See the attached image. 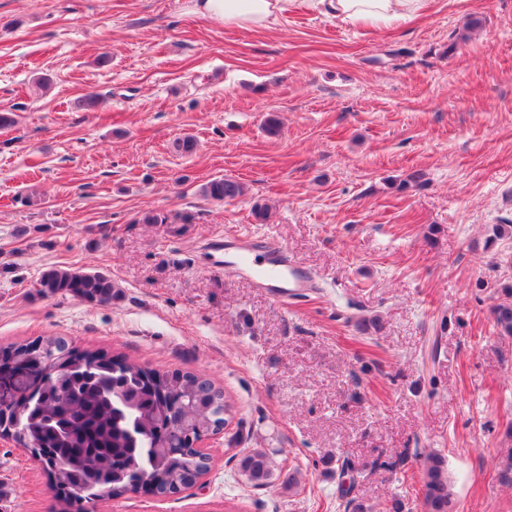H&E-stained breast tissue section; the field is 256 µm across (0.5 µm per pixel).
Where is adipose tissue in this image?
Listing matches in <instances>:
<instances>
[{
    "label": "adipose tissue",
    "instance_id": "1",
    "mask_svg": "<svg viewBox=\"0 0 512 512\" xmlns=\"http://www.w3.org/2000/svg\"><path fill=\"white\" fill-rule=\"evenodd\" d=\"M428 0H305L309 11L345 27L390 28L419 17ZM288 0H190L191 14L241 29L273 27Z\"/></svg>",
    "mask_w": 512,
    "mask_h": 512
}]
</instances>
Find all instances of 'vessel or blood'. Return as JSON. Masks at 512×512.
Listing matches in <instances>:
<instances>
[{"label": "vessel or blood", "instance_id": "b4317fda", "mask_svg": "<svg viewBox=\"0 0 512 512\" xmlns=\"http://www.w3.org/2000/svg\"><path fill=\"white\" fill-rule=\"evenodd\" d=\"M211 248L223 253L226 269L246 275L254 287L274 296L302 298L318 286L315 277L294 263L276 240L241 235L231 241L212 240Z\"/></svg>", "mask_w": 512, "mask_h": 512}]
</instances>
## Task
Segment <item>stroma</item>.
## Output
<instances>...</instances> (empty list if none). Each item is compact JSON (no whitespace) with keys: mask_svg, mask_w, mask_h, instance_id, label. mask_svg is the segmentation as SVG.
Masks as SVG:
<instances>
[{"mask_svg":"<svg viewBox=\"0 0 512 512\" xmlns=\"http://www.w3.org/2000/svg\"><path fill=\"white\" fill-rule=\"evenodd\" d=\"M188 4L0 0L16 119L0 128V346L58 334L205 374L232 406L193 488L95 512H425L432 452L454 512H512V338L491 315L512 239L484 248L512 220V0H429L380 30L300 7L243 30ZM184 136L195 150L174 152ZM220 177L248 196L204 197ZM247 232L277 238L316 292L277 298L225 270L208 241ZM49 266L106 274L117 296L41 294ZM255 448L273 454L263 486L237 466ZM54 507L0 437V512Z\"/></svg>","mask_w":512,"mask_h":512,"instance_id":"obj_1","label":"stroma"}]
</instances>
